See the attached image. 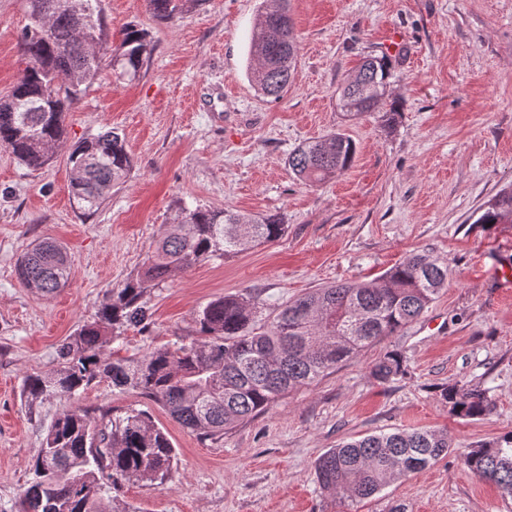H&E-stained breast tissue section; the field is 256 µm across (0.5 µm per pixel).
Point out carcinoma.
<instances>
[{"label":"carcinoma","mask_w":512,"mask_h":512,"mask_svg":"<svg viewBox=\"0 0 512 512\" xmlns=\"http://www.w3.org/2000/svg\"><path fill=\"white\" fill-rule=\"evenodd\" d=\"M100 2L30 0V24L19 39L28 65L11 93L0 98V147L34 170L67 149L71 195L88 213L101 206L133 166L124 138L113 130L66 146V105L102 68ZM198 2L147 0L155 17L169 21ZM152 51L146 33L128 27L112 54V69L134 76ZM297 54L287 0L261 7L251 32L248 65L257 90L280 98L295 72ZM391 69L386 56L360 62L340 92L346 117L354 120L372 112ZM355 156L353 140L336 130L298 146L288 166L306 182L323 183L348 170ZM476 223L512 224V188L500 190ZM285 231L286 225L273 215L256 218L233 210L182 208L144 272L112 290L94 321L59 348L58 368L26 379L28 398L69 401L105 379L116 389H133L161 404L183 427L219 439L288 392L312 386L340 362L395 335L448 286L447 261L416 251L370 282L317 288L289 301L262 325L252 298L224 296L201 310L199 339L190 346L167 345L142 358L105 355L106 345L120 338L124 327H147L149 288L178 269L225 258L251 243H275ZM69 269L65 249L42 240L22 257L18 276L25 287L50 296L65 286ZM371 374L382 384L393 382L406 374L404 356L385 353ZM436 391L461 419H482L494 410L481 390L448 382ZM450 447L448 432L434 428L368 434L320 455L316 479L330 495L360 502L401 476L427 468ZM175 460V448L147 412L131 410L113 418L108 411L94 416L71 406L47 430L20 512H107L101 508L102 483L115 491L128 482L161 486ZM463 463L512 497V431L469 449Z\"/></svg>","instance_id":"carcinoma-1"}]
</instances>
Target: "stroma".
<instances>
[{
    "instance_id": "35a3bbf8",
    "label": "stroma",
    "mask_w": 512,
    "mask_h": 512,
    "mask_svg": "<svg viewBox=\"0 0 512 512\" xmlns=\"http://www.w3.org/2000/svg\"><path fill=\"white\" fill-rule=\"evenodd\" d=\"M260 4L201 0L165 22L146 0H101L105 54L128 26L154 50L135 79L104 68L67 106L69 143L113 128L133 158L95 212L74 203L65 154L31 170L0 148V512H18L45 431L67 406L29 402L26 377L55 368L59 346L93 321L107 293L143 272L183 205L275 214L288 231L172 273L150 294L148 327L126 328L108 344L111 357L191 344L198 312L217 298L249 293L268 318L313 289L374 279L418 250L447 261L448 286L398 335L217 440L138 391L94 382L79 406L148 411L177 453L165 485L105 493L110 512H512V498L461 461L512 431V288L489 280L512 274V224L476 221L512 184V0H291L298 61L277 100L246 74ZM29 13L28 0H0V98L28 64L18 37ZM382 53L393 75L376 113L346 120L341 86L363 57ZM394 103L388 129L378 114ZM336 129L357 145L352 166L322 184L299 181L289 154ZM46 238L67 250L70 275L43 297L16 267ZM389 350L403 354L408 374L383 384L370 369ZM448 381L484 390L494 412L451 414L434 391ZM419 428L447 430L448 455L358 503L321 493L314 461L328 448Z\"/></svg>"
}]
</instances>
